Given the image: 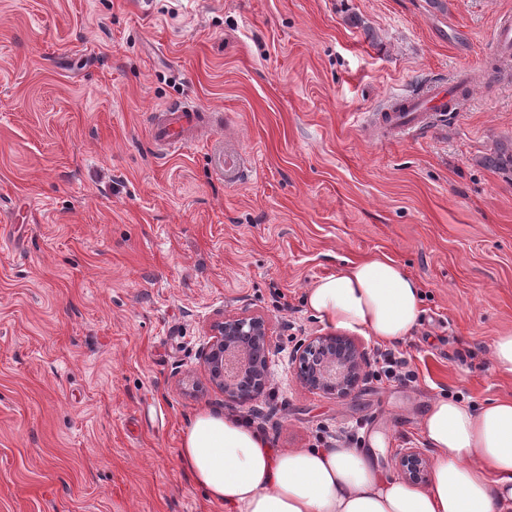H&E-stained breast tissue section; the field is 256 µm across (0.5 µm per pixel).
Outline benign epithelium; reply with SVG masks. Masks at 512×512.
I'll list each match as a JSON object with an SVG mask.
<instances>
[{"instance_id": "obj_1", "label": "benign epithelium", "mask_w": 512, "mask_h": 512, "mask_svg": "<svg viewBox=\"0 0 512 512\" xmlns=\"http://www.w3.org/2000/svg\"><path fill=\"white\" fill-rule=\"evenodd\" d=\"M211 336L200 354L209 379L236 404L256 400L267 381L270 325L245 313L226 314L211 326ZM294 361L303 385L338 398L357 389L369 364L365 350L352 339L337 335L313 336L301 342ZM398 468L412 484L429 483V461L418 448L405 449Z\"/></svg>"}]
</instances>
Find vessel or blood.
<instances>
[{
	"label": "vessel or blood",
	"instance_id": "vessel-or-blood-1",
	"mask_svg": "<svg viewBox=\"0 0 512 512\" xmlns=\"http://www.w3.org/2000/svg\"><path fill=\"white\" fill-rule=\"evenodd\" d=\"M492 45L501 60L512 59V18L502 17L492 36ZM457 97L440 85H432L421 94L398 100L394 112L377 115L390 135L399 138L416 136L421 128L433 124L451 111ZM154 141L162 153L177 152L194 142L198 133L208 128L206 109L182 99L153 111L150 118Z\"/></svg>",
	"mask_w": 512,
	"mask_h": 512
}]
</instances>
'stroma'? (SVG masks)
I'll list each match as a JSON object with an SVG mask.
<instances>
[{"mask_svg": "<svg viewBox=\"0 0 512 512\" xmlns=\"http://www.w3.org/2000/svg\"><path fill=\"white\" fill-rule=\"evenodd\" d=\"M512 0H0V512H224L179 458L189 421L233 412L274 448L326 435L396 472L438 397H512V65L488 57ZM443 81L447 126L372 135L371 114ZM219 126L162 156L152 111ZM236 153L242 179L216 158ZM391 259L424 293L397 343L414 379L350 397L293 355L332 334L307 288ZM273 328L264 395L225 402L211 324ZM493 357L499 371L512 374V335L499 336L495 339Z\"/></svg>", "mask_w": 512, "mask_h": 512, "instance_id": "stroma-1", "label": "stroma"}]
</instances>
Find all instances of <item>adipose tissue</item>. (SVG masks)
Here are the masks:
<instances>
[{"instance_id": "ef3b65f1", "label": "adipose tissue", "mask_w": 512, "mask_h": 512, "mask_svg": "<svg viewBox=\"0 0 512 512\" xmlns=\"http://www.w3.org/2000/svg\"><path fill=\"white\" fill-rule=\"evenodd\" d=\"M306 301L322 322L384 343L411 337L422 314L418 283L389 259L320 278ZM417 429L434 454L425 488L352 446L277 450L242 418L208 410L189 422L179 455L224 512H512L511 398L474 409L440 397Z\"/></svg>"}]
</instances>
